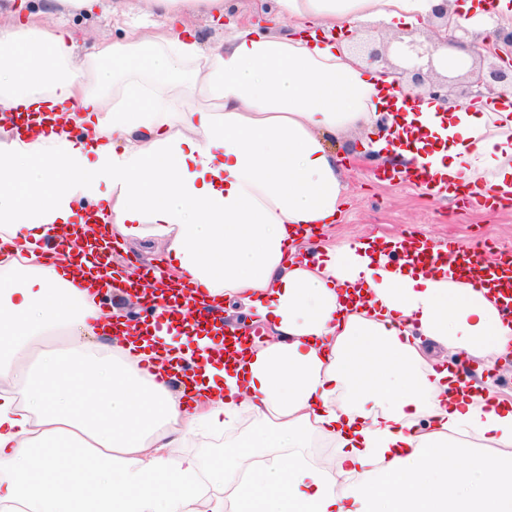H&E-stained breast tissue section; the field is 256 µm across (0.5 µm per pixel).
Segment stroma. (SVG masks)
Masks as SVG:
<instances>
[{"instance_id":"obj_1","label":"stroma","mask_w":512,"mask_h":512,"mask_svg":"<svg viewBox=\"0 0 512 512\" xmlns=\"http://www.w3.org/2000/svg\"><path fill=\"white\" fill-rule=\"evenodd\" d=\"M137 0H106V9L84 16L78 31L81 48L103 41L112 43L124 39L123 31L114 25L113 13L130 12ZM429 28L408 27L393 30L379 21L362 25L353 39L368 46L390 44L387 54L390 65H399L395 52L400 41L426 40ZM362 133L330 141L336 153L345 155L347 163L342 180L347 187V203L341 223L319 232L314 244H344L380 235L391 239L416 234L428 237L437 244L454 239L459 242L489 241L497 247L512 248V208L484 212L469 208L460 200H437L423 195L419 190L382 180L378 168H392V161L378 155H362ZM163 254V245L157 240L137 237L126 238L123 247L112 254V268L119 274L131 276L157 265ZM421 344L430 359L438 365L464 366L478 387L495 393L498 400L512 402V359L481 358L465 353H455L442 345L422 339Z\"/></svg>"}]
</instances>
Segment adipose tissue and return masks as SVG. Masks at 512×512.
Returning <instances> with one entry per match:
<instances>
[{
    "instance_id": "ef3b65f1",
    "label": "adipose tissue",
    "mask_w": 512,
    "mask_h": 512,
    "mask_svg": "<svg viewBox=\"0 0 512 512\" xmlns=\"http://www.w3.org/2000/svg\"><path fill=\"white\" fill-rule=\"evenodd\" d=\"M447 2L485 31L471 0H275L267 19L309 37L233 24L212 46L181 38L193 13L226 0H148L152 31L115 18L125 39L80 52L66 17L102 0H49L58 22L0 30V506L30 512H512V407H487L437 369L413 331L454 351L512 354V321L475 283L392 262L369 242L298 260L316 228L339 223L346 187L326 142L377 131L382 158L428 163L439 180L492 187L512 204L511 105L443 113L413 102L322 30L372 19L431 22ZM120 89L105 98L104 88ZM197 87L213 108H175ZM95 209L84 216L83 201ZM94 220L113 235L165 242L167 283L207 304L242 302L272 338L220 357L221 335L122 333L97 342L87 289L60 230ZM56 243L45 253L40 240ZM68 356L43 351L58 331ZM40 351L38 371L22 361ZM167 362L161 376L142 363ZM252 425L224 451L247 471L225 482L182 449L196 433ZM326 466L298 454L312 434ZM492 449L493 457L483 456ZM221 494L205 496L208 483Z\"/></svg>"
}]
</instances>
